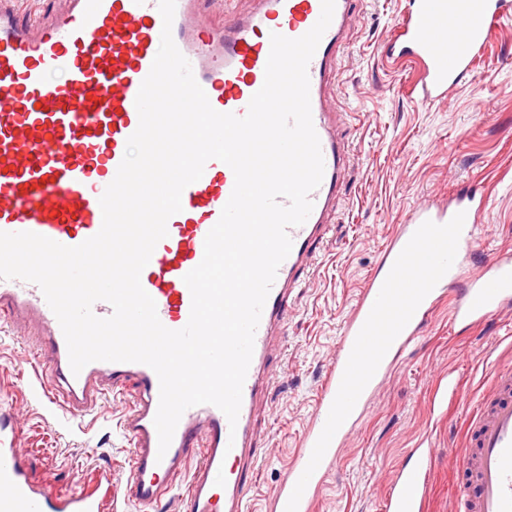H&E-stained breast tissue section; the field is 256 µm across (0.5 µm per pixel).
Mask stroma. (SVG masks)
I'll return each mask as SVG.
<instances>
[{
  "label": "stroma",
  "instance_id": "35a3bbf8",
  "mask_svg": "<svg viewBox=\"0 0 512 512\" xmlns=\"http://www.w3.org/2000/svg\"><path fill=\"white\" fill-rule=\"evenodd\" d=\"M402 9L403 0H361L339 58L340 91L332 107L347 114L342 136L353 160L330 215L333 231L274 339L275 349L286 354L288 377L274 380L261 396L256 425L262 460L252 477L253 512H271L341 325L407 212L425 198L445 199L482 183L491 197L483 215L487 237L495 247L512 249V24L493 33L474 81L428 104L410 93L415 65L384 54ZM28 335L24 328H0V435L20 449L31 480L55 492H68L78 476L99 471L125 481L131 445L116 426L123 404L109 397L87 413L47 408L33 393ZM501 369L512 370V311L470 330L451 326L447 307H440L330 467L313 512H381L390 474L426 429L438 450L430 512H457L448 451L462 446L467 411ZM450 370L461 379L464 400L439 418L430 398L437 377Z\"/></svg>",
  "mask_w": 512,
  "mask_h": 512
}]
</instances>
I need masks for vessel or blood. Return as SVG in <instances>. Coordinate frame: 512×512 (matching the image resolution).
I'll return each mask as SVG.
<instances>
[{
  "label": "vessel or blood",
  "instance_id": "vessel-or-blood-1",
  "mask_svg": "<svg viewBox=\"0 0 512 512\" xmlns=\"http://www.w3.org/2000/svg\"><path fill=\"white\" fill-rule=\"evenodd\" d=\"M356 2L335 0L331 24L308 64L324 175L310 194L313 209L306 222L287 230L292 249L262 311L236 424L215 406L190 407L166 453H159L155 371L142 363L95 361L73 373L62 328L41 288L0 280V322L36 325L31 351L50 401L88 412L103 396L135 387L120 420L132 445L125 482L114 483L111 474L99 472L88 488L60 494L36 487L15 450L0 448V512H110L118 500L152 512L181 482L187 512H249L250 488L242 471L258 461L253 414L275 376L271 339L331 230L327 218L349 155L329 91ZM250 3L216 29L205 0H176L172 25L173 40L211 106L239 117L264 83L271 33L301 37L321 14V0ZM509 20L512 0H406L389 53L417 62L418 98L440 102L473 78L474 62L493 30ZM162 27L158 0H67L37 30L0 7V231L33 232L70 247L100 231L99 198L139 126L135 101L159 50ZM55 69L65 71V86L50 81ZM234 184L228 165L209 160L202 177L183 190L181 212L168 219V235L141 273L168 329H182L189 321L192 298L184 277L201 263L205 238ZM489 204L488 193L466 189L445 200H424L397 225L341 326L313 421L276 491V512H312L329 465L387 371L423 334L443 301L451 303L450 324L469 329L512 306V251L486 253L477 273H465L486 233L481 216ZM459 395V379L440 376L432 393L438 416H447L449 399ZM448 456L462 479L459 512H512V370L496 373L490 392L474 404L464 446L449 449ZM435 461V448L422 438L409 463L394 470L382 512H427Z\"/></svg>",
  "mask_w": 512,
  "mask_h": 512
}]
</instances>
